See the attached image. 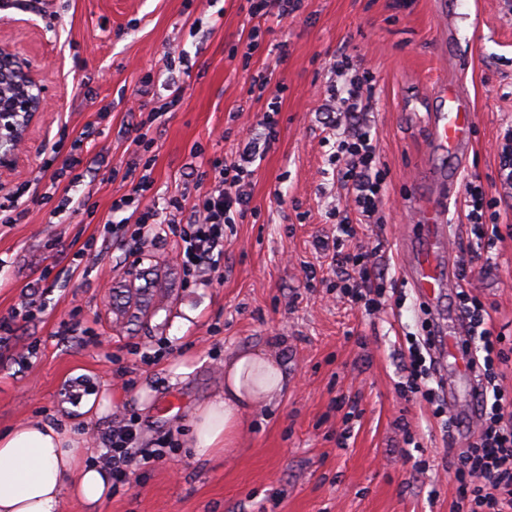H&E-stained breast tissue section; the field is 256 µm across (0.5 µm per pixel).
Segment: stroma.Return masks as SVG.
<instances>
[{
    "mask_svg": "<svg viewBox=\"0 0 512 512\" xmlns=\"http://www.w3.org/2000/svg\"><path fill=\"white\" fill-rule=\"evenodd\" d=\"M303 0L297 17L248 15L247 0H39L29 11H5L0 41L21 44L39 63L51 102L28 126L15 169L0 173V199L21 180L38 179L25 217L0 225V317L31 291L42 294L43 318L15 326L0 348V431L28 420L64 418L76 379L108 393L100 417L76 421L90 438L121 417H134L141 444L172 443L165 461L131 475L101 512H451L458 483L448 436L425 402L404 399L406 334H421L426 304L403 267L405 235L442 173L457 181L447 194L456 263L467 266L460 291L480 300L504 336L502 370L512 385V236L472 260L468 181L480 179L494 198L499 224L512 225V189L499 176L500 142L512 126V0ZM264 44L244 58L252 27ZM191 61L183 70L172 48ZM362 56L374 94L365 124L387 173L380 221L360 226L354 248L375 252L385 294L372 313L336 296V277L321 242L336 236L333 212L345 204L329 162L324 122L325 62L340 52ZM269 73L265 94L253 74ZM179 76L183 99L153 128L149 149L135 151L131 112L143 77L163 89ZM469 101L474 126L462 162L429 142L426 114L441 85ZM280 112L276 141L256 163L246 191L247 216L224 239L222 275L186 281L173 240L138 245L102 241L112 202L131 192L123 177L132 155L150 164L147 202L168 220L170 198L207 190L216 165L234 159L260 123L271 95ZM111 115L99 119L101 106ZM95 125L83 150L94 164L70 194L75 213L56 214L40 182L44 149ZM93 258L75 264L80 251ZM149 298V312L118 315L113 298L131 273ZM78 331L60 334L62 324ZM243 348L276 355L288 377L271 405L246 414L236 448L197 458L187 420L224 388V359ZM157 353L154 364L143 353ZM421 446L412 470L401 455L405 436Z\"/></svg>",
    "mask_w": 512,
    "mask_h": 512,
    "instance_id": "stroma-1",
    "label": "stroma"
}]
</instances>
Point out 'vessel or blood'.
Listing matches in <instances>:
<instances>
[{"label": "vessel or blood", "mask_w": 512, "mask_h": 512, "mask_svg": "<svg viewBox=\"0 0 512 512\" xmlns=\"http://www.w3.org/2000/svg\"><path fill=\"white\" fill-rule=\"evenodd\" d=\"M474 123L469 103L456 94L441 92L435 112L429 115L431 141L443 153L459 154L468 147ZM423 223V243L408 254L409 280L427 302L433 317L436 353L451 356L463 376V383L448 389V405L456 407L464 392L473 391L477 381L470 357L460 341V324H446L438 302L444 290L455 287V270L446 267V251L451 244L446 225V205L443 197H430L420 208Z\"/></svg>", "instance_id": "vessel-or-blood-1"}]
</instances>
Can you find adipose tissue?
Here are the masks:
<instances>
[{
    "mask_svg": "<svg viewBox=\"0 0 512 512\" xmlns=\"http://www.w3.org/2000/svg\"><path fill=\"white\" fill-rule=\"evenodd\" d=\"M286 384L277 357L245 348L224 361V389L201 402L191 446L201 459L234 447L246 412L280 397ZM69 426L27 421L0 433V512H59L63 497L95 512L111 492L108 473L88 464Z\"/></svg>",
    "mask_w": 512,
    "mask_h": 512,
    "instance_id": "obj_1",
    "label": "adipose tissue"
}]
</instances>
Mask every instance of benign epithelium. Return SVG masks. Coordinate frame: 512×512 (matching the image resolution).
Here are the masks:
<instances>
[{
    "label": "benign epithelium",
    "mask_w": 512,
    "mask_h": 512,
    "mask_svg": "<svg viewBox=\"0 0 512 512\" xmlns=\"http://www.w3.org/2000/svg\"><path fill=\"white\" fill-rule=\"evenodd\" d=\"M0 84L8 95L0 98V145L13 147L22 131L46 108V90L33 62L20 47L0 42Z\"/></svg>",
    "instance_id": "benign-epithelium-1"
}]
</instances>
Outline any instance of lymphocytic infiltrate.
I'll use <instances>...</instances> for the list:
<instances>
[{
    "mask_svg": "<svg viewBox=\"0 0 512 512\" xmlns=\"http://www.w3.org/2000/svg\"><path fill=\"white\" fill-rule=\"evenodd\" d=\"M330 69L336 81L327 88L336 114L333 123L337 131L334 151L329 157L337 180L345 191L346 204L336 210V287L348 301L367 309H378L382 286L373 281L375 266L370 251L348 250L346 242L357 234L360 224L377 221L379 203L386 190V175L378 167V145L369 129H346L348 120L366 111L372 98L373 76L363 58L342 53L334 58ZM279 105L270 99L260 122L261 141H248L237 158L224 163L215 173L211 187L204 193L171 201L176 213L191 207L189 221L175 219L168 223L158 220L155 209L144 199L153 182L142 175L130 194L113 201V212L122 216L120 225L132 242L159 237H173L178 245L177 258L186 277L200 278L205 272H219L224 258V229L244 218L249 201L245 186L254 175L258 143L275 141ZM93 133L85 128L70 147L54 143L43 161L52 185L61 181L75 184L84 177V159L80 155L84 139ZM471 210L468 218L471 232L478 245L491 247L501 240L499 224L487 220L489 203L482 185L469 182L466 186ZM461 309L468 322L469 333L479 339L482 351L473 364L480 377L477 391L480 429L465 448L453 456L451 466L458 483V497L452 512H512V389L501 383L499 365L504 359L502 338L489 326V314L480 301L461 295ZM432 341L427 336L414 337L407 348L410 374L405 387L413 397L424 401L432 416L446 432L463 428L464 423L448 416V402L434 382L438 373L436 361L428 360ZM105 448L103 461L112 473L113 487L129 482L130 474L149 471L165 458L164 448L145 450L138 446V425L134 419L114 422L101 435Z\"/></svg>",
    "mask_w": 512,
    "mask_h": 512,
    "instance_id": "f902f5d3",
    "label": "lymphocytic infiltrate"
}]
</instances>
